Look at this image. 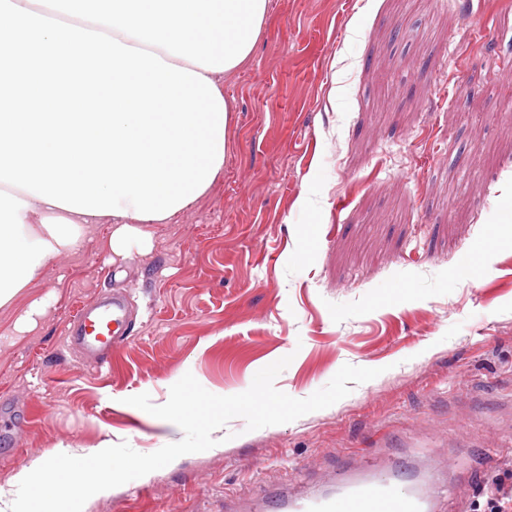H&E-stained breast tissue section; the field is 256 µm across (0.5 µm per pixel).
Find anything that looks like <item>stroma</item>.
I'll return each mask as SVG.
<instances>
[{"label":"stroma","mask_w":512,"mask_h":512,"mask_svg":"<svg viewBox=\"0 0 512 512\" xmlns=\"http://www.w3.org/2000/svg\"><path fill=\"white\" fill-rule=\"evenodd\" d=\"M512 0H271L252 60L223 77L229 152L209 192L123 256L96 225L0 309V490L53 447L141 453L192 373L247 390L282 357L303 399L377 368L334 405L247 431L92 496L83 512H228L304 495L358 457L455 486L431 512L512 489ZM117 289L134 334L97 367L66 346ZM47 305L29 331L16 323Z\"/></svg>","instance_id":"obj_1"}]
</instances>
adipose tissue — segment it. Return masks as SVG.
<instances>
[{"mask_svg": "<svg viewBox=\"0 0 512 512\" xmlns=\"http://www.w3.org/2000/svg\"><path fill=\"white\" fill-rule=\"evenodd\" d=\"M102 221L0 182V307L12 304L50 261L74 250Z\"/></svg>", "mask_w": 512, "mask_h": 512, "instance_id": "1", "label": "adipose tissue"}]
</instances>
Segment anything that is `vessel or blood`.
I'll list each match as a JSON object with an SVG mask.
<instances>
[{"label":"vessel or blood","instance_id":"b4317fda","mask_svg":"<svg viewBox=\"0 0 512 512\" xmlns=\"http://www.w3.org/2000/svg\"><path fill=\"white\" fill-rule=\"evenodd\" d=\"M131 334L125 302L115 295L77 310L68 328L67 344L84 361L103 363ZM332 482V488L310 491L298 501L280 496L279 512H421L433 496L430 486L402 487L392 478L376 474L364 459L333 475Z\"/></svg>","mask_w":512,"mask_h":512}]
</instances>
